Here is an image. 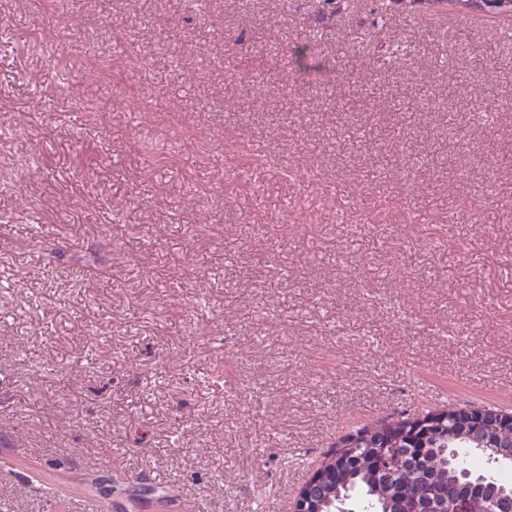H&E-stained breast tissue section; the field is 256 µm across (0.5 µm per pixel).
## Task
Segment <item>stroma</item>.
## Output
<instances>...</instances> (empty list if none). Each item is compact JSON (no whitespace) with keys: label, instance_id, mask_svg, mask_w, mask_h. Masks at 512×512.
Returning a JSON list of instances; mask_svg holds the SVG:
<instances>
[{"label":"stroma","instance_id":"1","mask_svg":"<svg viewBox=\"0 0 512 512\" xmlns=\"http://www.w3.org/2000/svg\"><path fill=\"white\" fill-rule=\"evenodd\" d=\"M370 7L0 0V512H291L357 427L512 412V170L475 223L448 176L497 152L480 113L512 134L507 21ZM306 40L335 66L299 80ZM284 55L288 60V67L301 80L305 79L308 71V59L312 57V46L306 41L300 44L288 47Z\"/></svg>","mask_w":512,"mask_h":512}]
</instances>
